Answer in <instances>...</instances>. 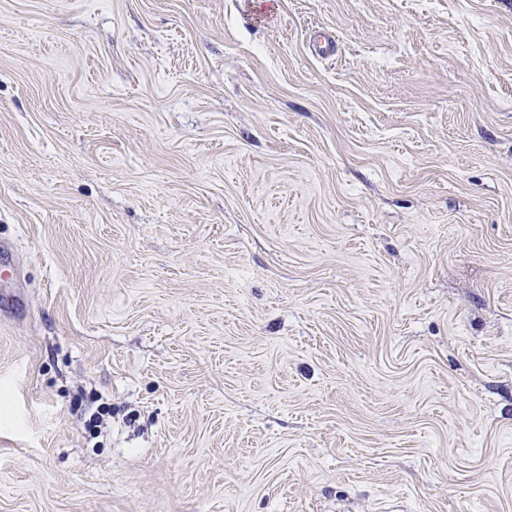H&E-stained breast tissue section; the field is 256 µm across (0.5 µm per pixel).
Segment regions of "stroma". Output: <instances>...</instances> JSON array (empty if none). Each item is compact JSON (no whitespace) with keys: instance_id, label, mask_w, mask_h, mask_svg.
Instances as JSON below:
<instances>
[{"instance_id":"35a3bbf8","label":"stroma","mask_w":512,"mask_h":512,"mask_svg":"<svg viewBox=\"0 0 512 512\" xmlns=\"http://www.w3.org/2000/svg\"><path fill=\"white\" fill-rule=\"evenodd\" d=\"M0 298V512H512V0H0Z\"/></svg>"}]
</instances>
